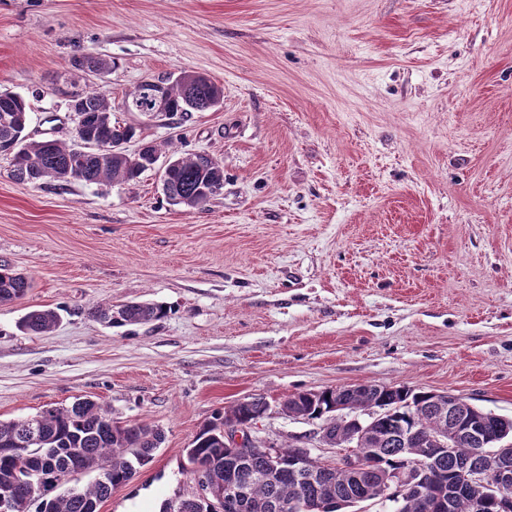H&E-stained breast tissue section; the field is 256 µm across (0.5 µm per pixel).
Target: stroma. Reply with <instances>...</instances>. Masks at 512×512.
Listing matches in <instances>:
<instances>
[{
	"label": "stroma",
	"mask_w": 512,
	"mask_h": 512,
	"mask_svg": "<svg viewBox=\"0 0 512 512\" xmlns=\"http://www.w3.org/2000/svg\"><path fill=\"white\" fill-rule=\"evenodd\" d=\"M91 48L114 67L71 66ZM188 70L223 89L187 118L128 112ZM27 139L71 142V93L163 156L205 154L224 188L189 209L159 173L16 181L0 153V421L89 398L165 441L100 512L191 495L185 450L239 400L356 383L450 392L512 418V0H0V90ZM162 302L107 327L99 304ZM62 316L21 332L30 310ZM318 422L271 413L276 446ZM30 288L31 282L25 274L0 264V303L21 300Z\"/></svg>",
	"instance_id": "obj_1"
}]
</instances>
